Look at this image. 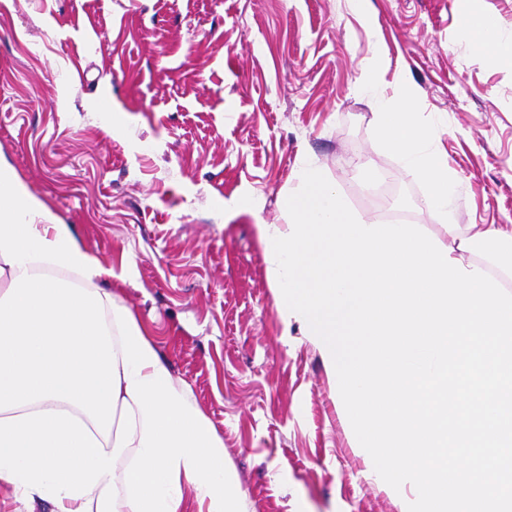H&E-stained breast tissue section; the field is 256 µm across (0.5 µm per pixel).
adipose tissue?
<instances>
[{"mask_svg": "<svg viewBox=\"0 0 512 512\" xmlns=\"http://www.w3.org/2000/svg\"><path fill=\"white\" fill-rule=\"evenodd\" d=\"M462 35L512 66V30ZM0 164V482L51 512H249L224 441L111 276Z\"/></svg>", "mask_w": 512, "mask_h": 512, "instance_id": "obj_1", "label": "adipose tissue"}]
</instances>
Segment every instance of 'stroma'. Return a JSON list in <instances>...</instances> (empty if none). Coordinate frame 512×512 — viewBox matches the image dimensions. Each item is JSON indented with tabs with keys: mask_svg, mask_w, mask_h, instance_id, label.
Instances as JSON below:
<instances>
[{
	"mask_svg": "<svg viewBox=\"0 0 512 512\" xmlns=\"http://www.w3.org/2000/svg\"><path fill=\"white\" fill-rule=\"evenodd\" d=\"M0 0V161L72 225L224 440L250 512H399L270 286L259 225L302 162L385 224L439 219L363 89L438 120L458 224L512 225V68L460 37L512 0ZM372 167L362 180L358 163Z\"/></svg>",
	"mask_w": 512,
	"mask_h": 512,
	"instance_id": "35a3bbf8",
	"label": "stroma"
}]
</instances>
